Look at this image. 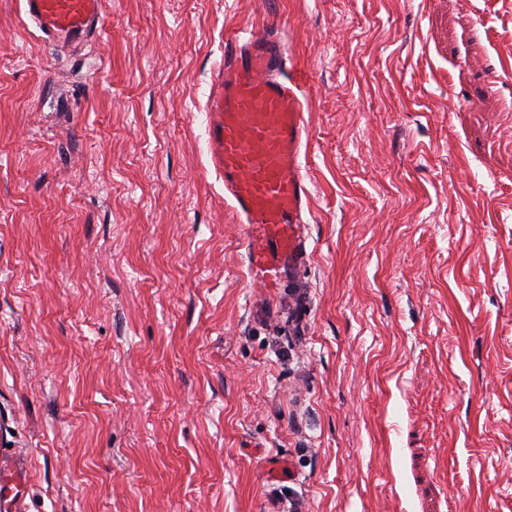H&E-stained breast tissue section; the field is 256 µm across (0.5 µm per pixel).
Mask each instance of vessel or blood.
<instances>
[{
  "mask_svg": "<svg viewBox=\"0 0 512 512\" xmlns=\"http://www.w3.org/2000/svg\"><path fill=\"white\" fill-rule=\"evenodd\" d=\"M24 12L46 42L69 47L103 28L105 0H24ZM286 58L279 28L226 31L206 100L210 166L246 228L249 275L276 289L303 264L300 224L311 196L302 164L305 98L283 76ZM31 489L20 454L0 449V512H30Z\"/></svg>",
  "mask_w": 512,
  "mask_h": 512,
  "instance_id": "1",
  "label": "vessel or blood"
}]
</instances>
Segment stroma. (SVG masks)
<instances>
[{
  "mask_svg": "<svg viewBox=\"0 0 512 512\" xmlns=\"http://www.w3.org/2000/svg\"><path fill=\"white\" fill-rule=\"evenodd\" d=\"M0 0V448L31 512H512V0ZM302 81L299 277L210 169L224 32ZM24 12L58 47L74 46L105 23L104 0H24Z\"/></svg>",
  "mask_w": 512,
  "mask_h": 512,
  "instance_id": "35a3bbf8",
  "label": "stroma"
}]
</instances>
